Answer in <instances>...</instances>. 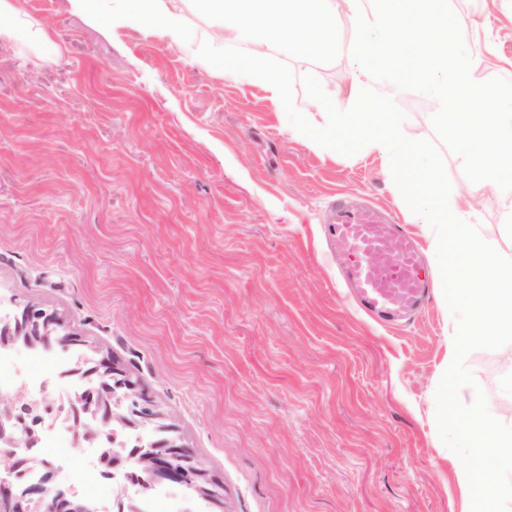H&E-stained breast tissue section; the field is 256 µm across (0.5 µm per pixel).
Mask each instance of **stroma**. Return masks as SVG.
<instances>
[{"instance_id": "35a3bbf8", "label": "stroma", "mask_w": 512, "mask_h": 512, "mask_svg": "<svg viewBox=\"0 0 512 512\" xmlns=\"http://www.w3.org/2000/svg\"><path fill=\"white\" fill-rule=\"evenodd\" d=\"M68 54L43 61L0 45V309L55 314L80 338L73 368L48 371L56 400L109 358L139 378L158 419L126 436L176 437L223 495L207 512H455L458 487L435 420L448 367L441 287L403 326L384 328L344 300L324 225L342 195H361L434 252L376 152L314 151L257 81L219 75L149 27H104L68 0H19ZM471 76L512 80V0H450ZM354 30L332 63L289 59L301 79L348 92L361 70ZM404 131L435 142L450 199L502 246L504 207L473 189L428 120L435 99L392 89ZM476 391L512 421L503 349L472 351ZM31 454L77 491L71 433ZM99 512H137L87 455Z\"/></svg>"}]
</instances>
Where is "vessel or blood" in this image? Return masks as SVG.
<instances>
[{
	"instance_id": "1",
	"label": "vessel or blood",
	"mask_w": 512,
	"mask_h": 512,
	"mask_svg": "<svg viewBox=\"0 0 512 512\" xmlns=\"http://www.w3.org/2000/svg\"><path fill=\"white\" fill-rule=\"evenodd\" d=\"M328 230L331 251L362 311L387 325L419 312L432 282L405 225L357 199L341 198L328 216Z\"/></svg>"
}]
</instances>
